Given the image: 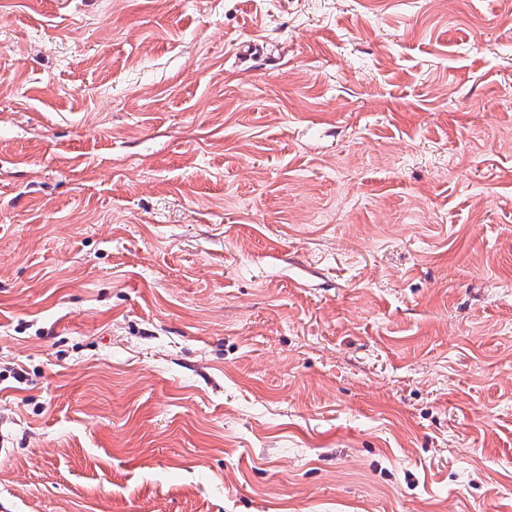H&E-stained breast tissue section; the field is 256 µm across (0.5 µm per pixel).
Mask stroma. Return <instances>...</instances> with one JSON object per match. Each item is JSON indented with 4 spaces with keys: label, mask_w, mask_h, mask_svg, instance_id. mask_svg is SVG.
<instances>
[{
    "label": "stroma",
    "mask_w": 512,
    "mask_h": 512,
    "mask_svg": "<svg viewBox=\"0 0 512 512\" xmlns=\"http://www.w3.org/2000/svg\"><path fill=\"white\" fill-rule=\"evenodd\" d=\"M483 503L499 0H0V512Z\"/></svg>",
    "instance_id": "stroma-1"
}]
</instances>
